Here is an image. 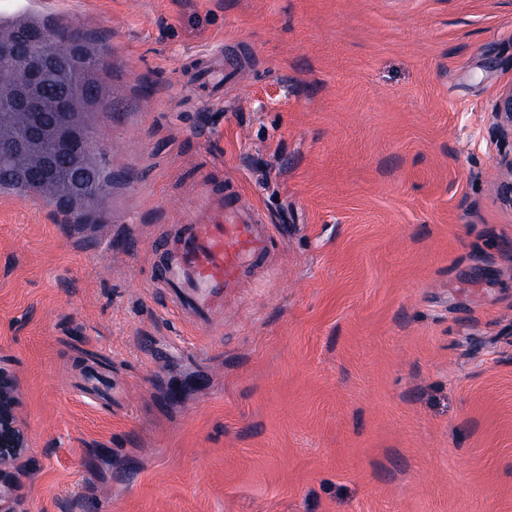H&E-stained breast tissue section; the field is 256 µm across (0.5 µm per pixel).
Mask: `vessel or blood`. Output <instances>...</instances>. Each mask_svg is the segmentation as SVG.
<instances>
[{"label":"vessel or blood","mask_w":512,"mask_h":512,"mask_svg":"<svg viewBox=\"0 0 512 512\" xmlns=\"http://www.w3.org/2000/svg\"><path fill=\"white\" fill-rule=\"evenodd\" d=\"M178 223L176 241L153 262L154 279L183 318L204 328L242 277L269 258L277 235L257 206L231 193L205 196L203 207Z\"/></svg>","instance_id":"b4317fda"}]
</instances>
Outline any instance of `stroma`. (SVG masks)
Segmentation results:
<instances>
[{"instance_id":"1","label":"stroma","mask_w":512,"mask_h":512,"mask_svg":"<svg viewBox=\"0 0 512 512\" xmlns=\"http://www.w3.org/2000/svg\"><path fill=\"white\" fill-rule=\"evenodd\" d=\"M96 224L0 191L26 512H512V0H74ZM223 50L241 74L190 77ZM281 234L210 328L153 283L202 185ZM491 111L492 133L505 146L497 161L499 173L493 189L500 202L512 208V84L500 91ZM509 144L510 150H506Z\"/></svg>"}]
</instances>
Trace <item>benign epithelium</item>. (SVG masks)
Masks as SVG:
<instances>
[{
    "mask_svg": "<svg viewBox=\"0 0 512 512\" xmlns=\"http://www.w3.org/2000/svg\"><path fill=\"white\" fill-rule=\"evenodd\" d=\"M48 83L68 89L67 98L57 106L56 122L50 126L29 123L20 134L0 135V157L27 169L47 164L46 143L64 145L82 136L79 113L73 111L80 90L67 63L49 50L27 56L23 74L14 83L0 86L1 109L33 112L40 106L42 89ZM491 117L494 137L504 146L512 145V84L500 91ZM497 167L493 189L500 202L512 208V149L500 152ZM17 393V378L10 363L0 360V512H23L18 489L28 436L18 415Z\"/></svg>",
    "mask_w": 512,
    "mask_h": 512,
    "instance_id": "benign-epithelium-1",
    "label": "benign epithelium"
}]
</instances>
